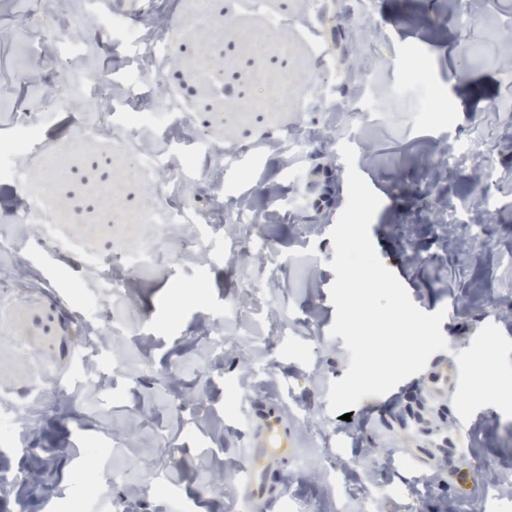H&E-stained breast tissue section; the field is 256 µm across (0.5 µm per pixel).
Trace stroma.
Masks as SVG:
<instances>
[{
    "instance_id": "1",
    "label": "stroma",
    "mask_w": 512,
    "mask_h": 512,
    "mask_svg": "<svg viewBox=\"0 0 512 512\" xmlns=\"http://www.w3.org/2000/svg\"><path fill=\"white\" fill-rule=\"evenodd\" d=\"M197 4L141 0L132 15L125 0H76L80 14L163 17V74L132 85L137 51L123 30L104 43L77 28L59 37L44 0H0V145L24 146L0 169V269L34 285L0 307V417L18 420L16 436L0 439V512L82 501L109 512L103 488L127 512H258L236 474L256 445L242 417L251 400L279 403L288 426L291 454L273 480L288 512H512V401L482 395L477 366L491 356L512 380V64L502 60L512 0H484L477 22L449 16L448 0H374L364 17L353 0H324L313 26L308 0H263L258 11L207 0L203 14ZM250 30L267 53L253 50ZM202 42L217 53L220 84L196 69ZM322 52L331 77L315 95ZM79 56L116 86V125L180 102L165 139L207 174L183 189L211 227L207 254L189 234L156 239L140 158L83 136L94 114L70 89ZM428 90L444 112L424 109ZM296 129L354 147L381 199L370 226L379 258L417 307L446 312L448 351L346 421L327 400L350 362L329 335V232L346 165L337 152L284 151ZM485 150L497 180L482 174ZM110 180L123 190L106 210L97 194ZM45 181L56 207L19 237L28 191ZM445 200L464 212L449 229L437 222ZM239 206L259 222L223 223ZM48 230L58 247L44 243ZM256 240L264 252L240 263ZM75 249L122 256L112 347L79 331L96 325L105 291L74 269ZM45 373L63 392L59 407L16 413L8 394Z\"/></svg>"
}]
</instances>
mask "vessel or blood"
<instances>
[{
	"mask_svg": "<svg viewBox=\"0 0 512 512\" xmlns=\"http://www.w3.org/2000/svg\"><path fill=\"white\" fill-rule=\"evenodd\" d=\"M247 421L260 443L241 468L243 497L250 503L270 507L277 500L267 484L266 476L271 467L288 454V429L283 423L279 404H252Z\"/></svg>",
	"mask_w": 512,
	"mask_h": 512,
	"instance_id": "obj_1",
	"label": "vessel or blood"
}]
</instances>
